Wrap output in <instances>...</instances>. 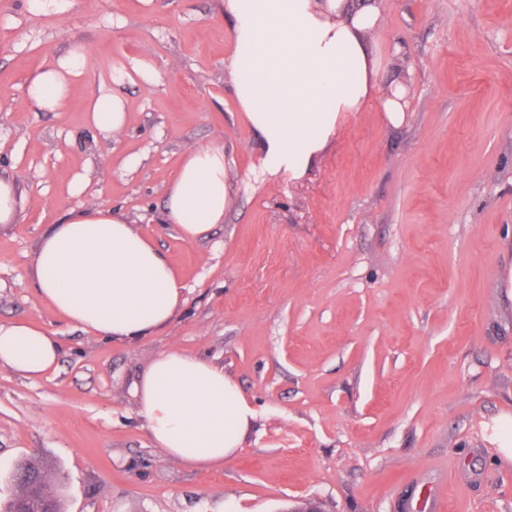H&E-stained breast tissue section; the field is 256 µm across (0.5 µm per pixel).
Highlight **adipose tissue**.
<instances>
[{"instance_id":"1","label":"adipose tissue","mask_w":512,"mask_h":512,"mask_svg":"<svg viewBox=\"0 0 512 512\" xmlns=\"http://www.w3.org/2000/svg\"><path fill=\"white\" fill-rule=\"evenodd\" d=\"M233 31L229 72L236 102L259 137L263 176L303 175L341 120L373 101L377 86L367 36L380 18L376 0H218ZM84 54L76 48L35 73L26 98L63 111ZM91 123L111 135L126 124L121 96L87 103ZM224 147L185 150L167 190L163 218L195 242L223 223L229 203ZM35 288L63 320L83 331L134 343L174 317L185 288L172 262L113 210L77 206L42 233L31 268ZM56 336L32 321L0 320V366L26 377L53 371ZM139 415L167 458L206 468L240 448L255 412L223 366L160 352L133 384Z\"/></svg>"}]
</instances>
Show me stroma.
<instances>
[{
    "label": "stroma",
    "mask_w": 512,
    "mask_h": 512,
    "mask_svg": "<svg viewBox=\"0 0 512 512\" xmlns=\"http://www.w3.org/2000/svg\"><path fill=\"white\" fill-rule=\"evenodd\" d=\"M380 90L301 177L256 179L260 144L227 69L215 0H0V319L61 347L56 371L0 367V494L24 458L67 474L66 512H512V0H378ZM83 47L65 108L32 73ZM120 93L125 129L87 120ZM224 147L230 203L209 238L164 223L191 145ZM122 212L177 267L186 300L136 344L61 319L30 279L39 238L77 205ZM223 365L255 418L224 465L153 444L131 387L168 348ZM387 96L383 99V110L386 112L387 118L395 123L402 117V104L397 99L404 98L405 88L400 83H392L389 87ZM20 203L17 184L12 180L0 178V224L14 221Z\"/></svg>",
    "instance_id": "obj_1"
}]
</instances>
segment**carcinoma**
Instances as JSON below:
<instances>
[{"instance_id": "carcinoma-1", "label": "carcinoma", "mask_w": 512, "mask_h": 512, "mask_svg": "<svg viewBox=\"0 0 512 512\" xmlns=\"http://www.w3.org/2000/svg\"><path fill=\"white\" fill-rule=\"evenodd\" d=\"M15 483V492L4 504L6 512H64V477L51 475V469L38 458L17 466Z\"/></svg>"}]
</instances>
